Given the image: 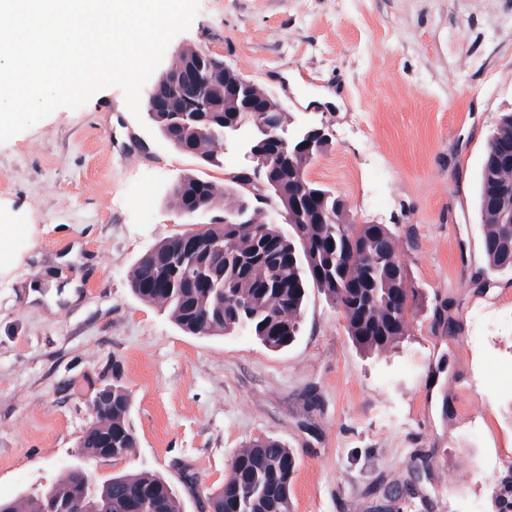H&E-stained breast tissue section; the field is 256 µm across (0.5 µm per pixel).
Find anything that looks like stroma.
<instances>
[{"mask_svg": "<svg viewBox=\"0 0 512 512\" xmlns=\"http://www.w3.org/2000/svg\"><path fill=\"white\" fill-rule=\"evenodd\" d=\"M223 59L328 144L306 168L351 223L396 234L421 294L389 353L358 348L324 294L276 350L246 333L194 336L141 301L134 262L187 226L169 196L219 165L149 134L113 86L0 143V498L84 467L77 444L104 386L130 394L135 455L209 512L239 448L268 436L297 457L293 512H490L512 467V274L487 269L481 168L512 111V0H198L168 44ZM333 90L342 110L307 104Z\"/></svg>", "mask_w": 512, "mask_h": 512, "instance_id": "1", "label": "stroma"}]
</instances>
